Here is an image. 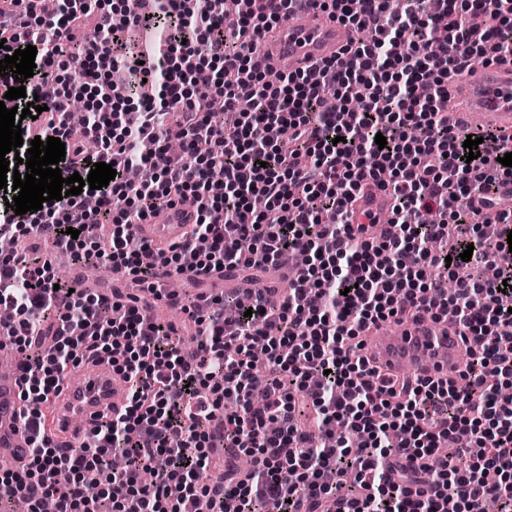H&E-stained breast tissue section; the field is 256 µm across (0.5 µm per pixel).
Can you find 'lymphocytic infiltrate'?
Segmentation results:
<instances>
[{"label": "lymphocytic infiltrate", "instance_id": "f902f5d3", "mask_svg": "<svg viewBox=\"0 0 512 512\" xmlns=\"http://www.w3.org/2000/svg\"><path fill=\"white\" fill-rule=\"evenodd\" d=\"M60 2L48 17L41 0H0V60L37 49L21 84L46 110L23 119L22 138L61 139L63 177L88 176L98 162L117 174L23 215L0 203V237L39 230L79 262L134 277L142 292L116 303L61 284L49 259L0 258V304L14 310L0 341L20 355L31 443L24 466L0 471V503L24 495L34 507L52 499L56 512H194L203 499L209 512H325L330 499L335 512H483L488 503L512 512V397L501 394L512 387V207L500 194L512 183L500 162L512 138L480 130V155L469 159L440 107L474 57L512 63V0H405L399 9L320 0L352 40L336 58L274 83L257 60L262 39L302 0H243L232 15L223 0H121L111 10L101 0ZM131 27L155 34L139 71L157 97L128 100L112 85L124 64L114 47ZM228 72L250 84L249 110L225 84ZM351 84L363 91L361 106L326 111V92ZM89 91L98 100L85 113L91 152L70 128L73 103ZM214 97L224 102L218 115L204 109ZM174 136L182 153L156 166ZM201 139L210 145L203 155ZM133 164L152 168L150 180L130 182ZM369 182L391 199L388 223L350 221ZM179 203L195 209L183 243L162 247L139 234ZM488 222L501 232L485 235ZM452 228L451 251L431 249ZM468 247L493 278H457ZM300 253L307 263L278 299L252 288L257 273ZM162 267L195 284L227 269L245 285L189 304L172 293L188 316L179 326L152 311ZM447 313L480 346L457 378L400 385L363 350L362 333L383 322ZM188 336L197 341L191 356L182 352ZM100 353L127 383L120 411L101 414L79 446H50L41 404L69 366ZM257 391L260 414L251 407ZM450 438L455 447L443 449ZM217 440L251 466L212 486ZM116 453L126 459L119 471L108 467ZM160 457L165 467L144 482ZM351 471L359 494L338 496Z\"/></svg>", "mask_w": 512, "mask_h": 512}]
</instances>
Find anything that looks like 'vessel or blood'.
<instances>
[{"instance_id": "vessel-or-blood-1", "label": "vessel or blood", "mask_w": 512, "mask_h": 512, "mask_svg": "<svg viewBox=\"0 0 512 512\" xmlns=\"http://www.w3.org/2000/svg\"><path fill=\"white\" fill-rule=\"evenodd\" d=\"M310 22L298 26L282 21L272 32V52L266 62L274 70L302 71L313 62L329 60L348 43L351 32L329 19L318 8L309 10ZM459 89L471 113L480 115L486 126L501 133H512V66H490L467 77ZM389 211L387 197L376 188L365 189L358 197L352 215L356 224L367 223L369 216ZM195 219L190 206L178 205L162 212L140 232L153 241L179 243ZM372 356L377 365L397 378L410 375L445 376L457 374L466 349L474 347L472 337L460 335L456 325L429 319L417 324L397 323L393 332L374 334ZM21 382L18 376H0V446L10 454L0 458L1 470H13L25 463L28 438L21 423ZM125 394L122 375L101 373L94 362H86L79 378L64 379L55 404L61 426L48 436L55 442L79 445L87 429L101 412L116 407Z\"/></svg>"}]
</instances>
